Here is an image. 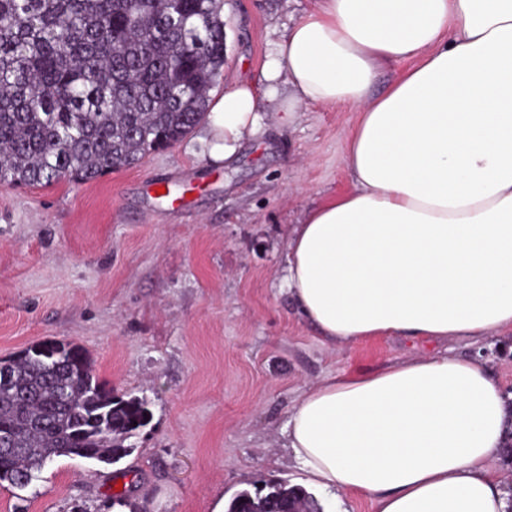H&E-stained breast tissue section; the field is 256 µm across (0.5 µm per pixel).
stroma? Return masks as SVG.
Listing matches in <instances>:
<instances>
[{"label": "stroma", "instance_id": "stroma-1", "mask_svg": "<svg viewBox=\"0 0 512 512\" xmlns=\"http://www.w3.org/2000/svg\"><path fill=\"white\" fill-rule=\"evenodd\" d=\"M315 0H224V67L213 90L260 80L271 39ZM354 113L312 106L292 126L245 140L230 166L185 142L89 182L0 183V358L72 343L114 395L147 399V426L105 464L62 456L24 488L0 486V512H216L260 480L304 484L280 433L306 384L375 371L433 341L329 347L281 289L288 232L352 188L343 161ZM181 185L178 201L150 180ZM482 360L512 394V332Z\"/></svg>", "mask_w": 512, "mask_h": 512}]
</instances>
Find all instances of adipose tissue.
Instances as JSON below:
<instances>
[{
	"instance_id": "obj_1",
	"label": "adipose tissue",
	"mask_w": 512,
	"mask_h": 512,
	"mask_svg": "<svg viewBox=\"0 0 512 512\" xmlns=\"http://www.w3.org/2000/svg\"><path fill=\"white\" fill-rule=\"evenodd\" d=\"M311 106L355 112L353 188L294 225L283 291L331 347L444 348L306 385L286 446L308 483L374 512H504L496 459L512 406L452 345L512 331V0H316L270 42L261 81L213 95L188 150L230 163Z\"/></svg>"
}]
</instances>
